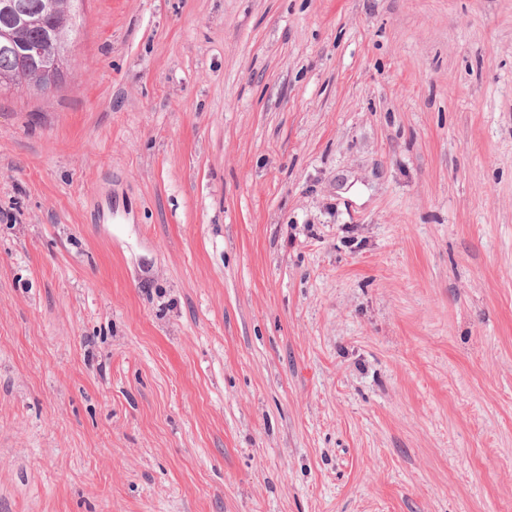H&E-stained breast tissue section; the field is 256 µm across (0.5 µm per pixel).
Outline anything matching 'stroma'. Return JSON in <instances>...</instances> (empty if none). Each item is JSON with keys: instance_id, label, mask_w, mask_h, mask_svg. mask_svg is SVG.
Here are the masks:
<instances>
[{"instance_id": "1", "label": "stroma", "mask_w": 512, "mask_h": 512, "mask_svg": "<svg viewBox=\"0 0 512 512\" xmlns=\"http://www.w3.org/2000/svg\"><path fill=\"white\" fill-rule=\"evenodd\" d=\"M0 512H512V0H84L0 92Z\"/></svg>"}]
</instances>
